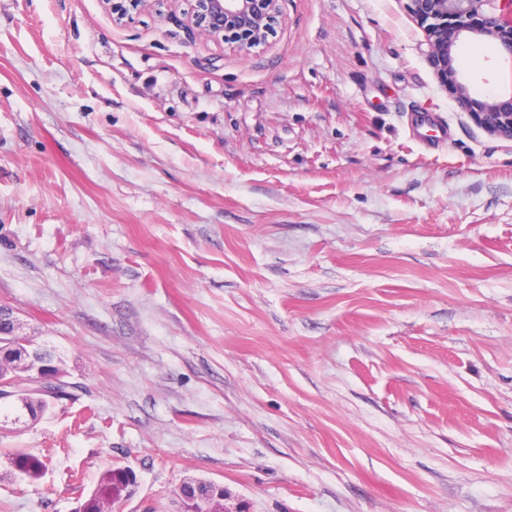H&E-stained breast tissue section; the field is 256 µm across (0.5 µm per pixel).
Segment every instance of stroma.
Wrapping results in <instances>:
<instances>
[{
  "mask_svg": "<svg viewBox=\"0 0 512 512\" xmlns=\"http://www.w3.org/2000/svg\"><path fill=\"white\" fill-rule=\"evenodd\" d=\"M194 0H0V306L86 386L0 448V512H512V141L428 63L406 0H282L266 44ZM453 54L512 93L490 41ZM448 130L433 149L412 113ZM112 15L116 20H129L140 12L151 8L156 3L166 1L173 6L177 0H106ZM129 473L135 478L134 473L126 468L109 467L102 476L97 489L80 504L78 512H112L114 501L122 493L130 497L135 493L136 481H130L126 491V485L129 480Z\"/></svg>",
  "mask_w": 512,
  "mask_h": 512,
  "instance_id": "obj_1",
  "label": "stroma"
}]
</instances>
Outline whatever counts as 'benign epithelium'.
<instances>
[{
	"instance_id": "1",
	"label": "benign epithelium",
	"mask_w": 512,
	"mask_h": 512,
	"mask_svg": "<svg viewBox=\"0 0 512 512\" xmlns=\"http://www.w3.org/2000/svg\"><path fill=\"white\" fill-rule=\"evenodd\" d=\"M165 1L177 0H108L117 20L133 17ZM281 0H195L190 30L207 41L235 43L250 48L267 42L280 24ZM408 9L423 28L428 47L427 57L440 82L451 88L459 104L473 110L471 117L487 132L512 140V96L505 99L478 101L459 80L454 65V41L470 34L493 41L498 57L512 61V0H408ZM3 353L14 358L26 357L23 370L13 377L15 385L24 388L30 381H44L46 367L39 361L30 344L20 347L3 343Z\"/></svg>"
}]
</instances>
